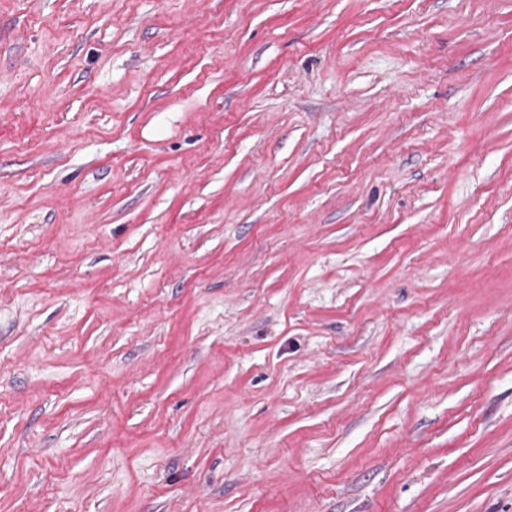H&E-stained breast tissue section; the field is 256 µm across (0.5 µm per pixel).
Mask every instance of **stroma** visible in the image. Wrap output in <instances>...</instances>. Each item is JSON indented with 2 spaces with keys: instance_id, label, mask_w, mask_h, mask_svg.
<instances>
[{
  "instance_id": "35a3bbf8",
  "label": "stroma",
  "mask_w": 512,
  "mask_h": 512,
  "mask_svg": "<svg viewBox=\"0 0 512 512\" xmlns=\"http://www.w3.org/2000/svg\"><path fill=\"white\" fill-rule=\"evenodd\" d=\"M0 512H512V0H0Z\"/></svg>"
}]
</instances>
